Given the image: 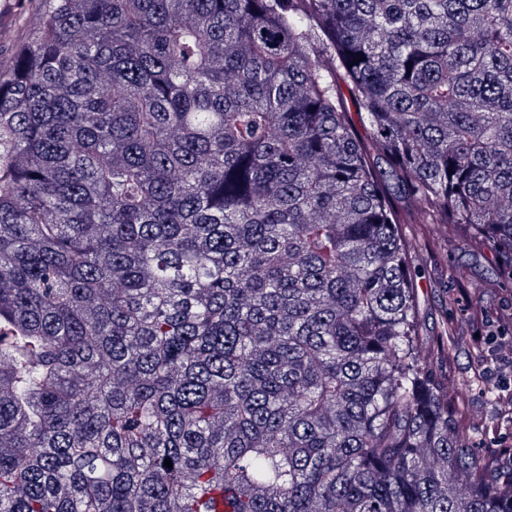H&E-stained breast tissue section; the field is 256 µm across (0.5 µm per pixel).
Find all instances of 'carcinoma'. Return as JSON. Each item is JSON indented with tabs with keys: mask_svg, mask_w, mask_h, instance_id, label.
I'll list each match as a JSON object with an SVG mask.
<instances>
[{
	"mask_svg": "<svg viewBox=\"0 0 512 512\" xmlns=\"http://www.w3.org/2000/svg\"><path fill=\"white\" fill-rule=\"evenodd\" d=\"M431 224L512 280V0H49L0 79V512H512L419 339Z\"/></svg>",
	"mask_w": 512,
	"mask_h": 512,
	"instance_id": "cac0c4a2",
	"label": "carcinoma"
}]
</instances>
